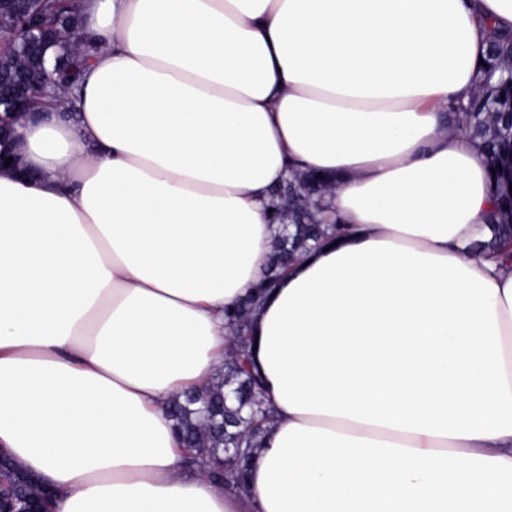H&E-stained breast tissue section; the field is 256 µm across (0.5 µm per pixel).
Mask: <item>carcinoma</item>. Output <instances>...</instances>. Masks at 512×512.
<instances>
[{"instance_id": "1", "label": "carcinoma", "mask_w": 512, "mask_h": 512, "mask_svg": "<svg viewBox=\"0 0 512 512\" xmlns=\"http://www.w3.org/2000/svg\"><path fill=\"white\" fill-rule=\"evenodd\" d=\"M14 0H0V30L13 33L16 52L0 55V74L32 61L29 43L32 32L10 25ZM71 39L68 27L60 28L56 41L41 47L53 52V66L48 71L52 83L73 84L77 81L83 58L67 50ZM457 130L478 141L486 151L495 184V202L490 223L498 225L499 240L479 243L483 251L512 259V39L493 36L489 41L484 65L478 70V84L465 99L449 106ZM330 189L327 181L303 173L280 183L273 192L275 214L288 220L284 232L276 239L269 267L259 287H269L279 276L310 250L324 235L314 211L305 197L322 196ZM253 305L246 300L232 316L230 324L237 332L234 349L225 363L224 373L212 388L190 393L172 403L170 410L190 456H203L211 477L219 484L244 482L245 464L216 450L217 433H223L226 448H254L261 444L262 424L272 417L260 393L262 380L255 369L251 353L238 332L245 326ZM14 482L23 494L39 491L38 484L6 457L0 458V477Z\"/></svg>"}]
</instances>
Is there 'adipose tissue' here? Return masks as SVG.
Returning a JSON list of instances; mask_svg holds the SVG:
<instances>
[{
  "instance_id": "adipose-tissue-1",
  "label": "adipose tissue",
  "mask_w": 512,
  "mask_h": 512,
  "mask_svg": "<svg viewBox=\"0 0 512 512\" xmlns=\"http://www.w3.org/2000/svg\"><path fill=\"white\" fill-rule=\"evenodd\" d=\"M75 5L87 66L0 171V450L52 512H512V263L448 127L512 0ZM295 171L339 230L261 295ZM254 294L273 418L226 490L169 405Z\"/></svg>"
}]
</instances>
